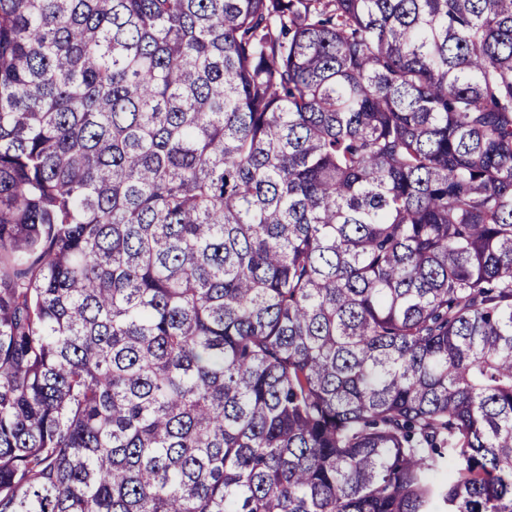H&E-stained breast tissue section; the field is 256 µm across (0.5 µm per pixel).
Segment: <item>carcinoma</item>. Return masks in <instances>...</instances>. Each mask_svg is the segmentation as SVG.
<instances>
[{"label": "carcinoma", "instance_id": "carcinoma-1", "mask_svg": "<svg viewBox=\"0 0 512 512\" xmlns=\"http://www.w3.org/2000/svg\"><path fill=\"white\" fill-rule=\"evenodd\" d=\"M0 512H512V0H0Z\"/></svg>", "mask_w": 512, "mask_h": 512}]
</instances>
